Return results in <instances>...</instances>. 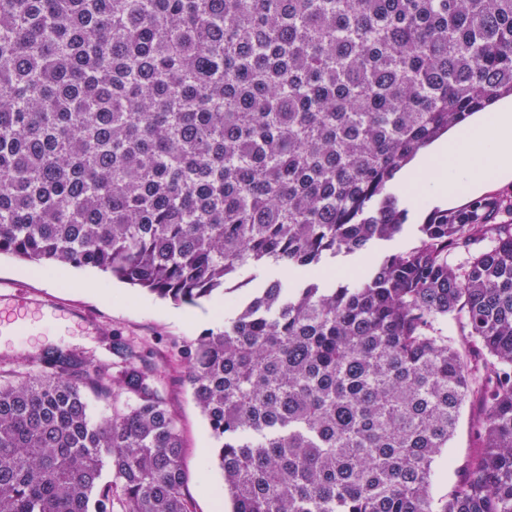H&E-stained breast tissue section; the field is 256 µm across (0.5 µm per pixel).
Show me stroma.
<instances>
[{
	"label": "stroma",
	"mask_w": 512,
	"mask_h": 512,
	"mask_svg": "<svg viewBox=\"0 0 512 512\" xmlns=\"http://www.w3.org/2000/svg\"><path fill=\"white\" fill-rule=\"evenodd\" d=\"M394 194L408 211L403 233L390 241H378L351 256L336 257L339 269H362L385 255L411 245L418 226L432 206L421 190L394 185ZM26 288L31 299L49 300L70 310V320L44 327L30 324L29 335L0 336V370L38 369L44 351H70L88 359L108 360L110 347L120 339L137 344L153 364L165 400L175 416L183 439V464L194 512H229L224 479L212 461L215 445L208 422L191 387L182 378L185 362L180 354L206 330L224 323L218 304H174L146 291L112 280L91 268H60L50 273L9 255L0 256V295ZM481 414L478 403L465 407L450 444L454 465H441L433 487L436 498H444L457 479L456 464L479 449L475 423Z\"/></svg>",
	"instance_id": "35a3bbf8"
}]
</instances>
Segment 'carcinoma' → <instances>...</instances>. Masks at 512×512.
I'll return each mask as SVG.
<instances>
[{"label":"carcinoma","mask_w":512,"mask_h":512,"mask_svg":"<svg viewBox=\"0 0 512 512\" xmlns=\"http://www.w3.org/2000/svg\"><path fill=\"white\" fill-rule=\"evenodd\" d=\"M506 96L512 0H0V255L191 305L295 272L182 351L231 512H512V193L325 267L400 234L397 174ZM112 354L0 371V512H194L157 375ZM480 414L481 408L477 402H471L464 408L449 448L457 465L466 461L479 450V440L475 434V423Z\"/></svg>","instance_id":"1"}]
</instances>
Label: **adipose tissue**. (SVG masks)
Segmentation results:
<instances>
[{"instance_id": "1", "label": "adipose tissue", "mask_w": 512, "mask_h": 512, "mask_svg": "<svg viewBox=\"0 0 512 512\" xmlns=\"http://www.w3.org/2000/svg\"><path fill=\"white\" fill-rule=\"evenodd\" d=\"M495 160V173L512 175V102L476 116L466 132L449 134L416 158L402 174L404 183L423 184L437 204L452 199L462 187L478 188L485 178L483 155Z\"/></svg>"}]
</instances>
